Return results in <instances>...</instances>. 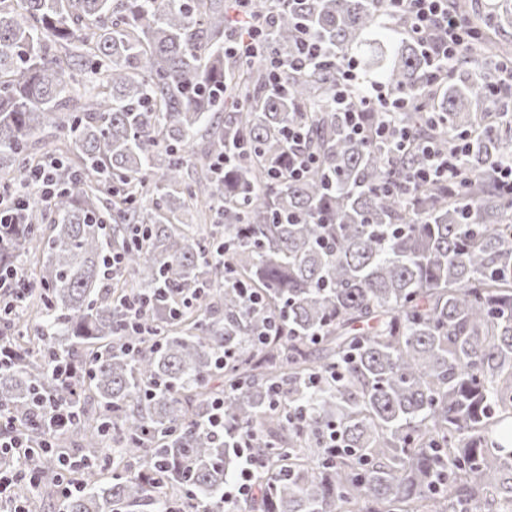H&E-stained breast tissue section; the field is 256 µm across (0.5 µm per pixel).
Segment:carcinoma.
I'll list each match as a JSON object with an SVG mask.
<instances>
[{"label":"carcinoma","instance_id":"obj_1","mask_svg":"<svg viewBox=\"0 0 512 512\" xmlns=\"http://www.w3.org/2000/svg\"><path fill=\"white\" fill-rule=\"evenodd\" d=\"M453 7L468 27H512L504 0L484 16L469 0ZM224 8L0 0V183L27 185L37 158L57 163L51 234L30 193L0 242V265L29 283L0 333L14 352L0 407L33 442L39 398L73 407L56 440L77 443L83 490L66 512H221L246 431L266 479L244 512H512V198L493 181L512 154V100L492 94L501 49L484 36L432 84L434 43L385 24L386 0H253L266 41L246 58L224 52ZM300 30L324 48L304 68L288 65ZM267 55L283 63L273 82ZM343 60L425 98L397 115L417 145L347 132ZM454 137L464 182L408 187L427 162L420 145L445 153ZM296 152L317 164L273 177ZM115 253L122 272L106 277ZM133 296L150 298L145 336L127 328ZM275 318L284 336L255 344ZM226 349L236 358L221 369ZM219 396L222 437L207 425ZM26 466L41 474L34 499H55L56 459Z\"/></svg>","mask_w":512,"mask_h":512}]
</instances>
